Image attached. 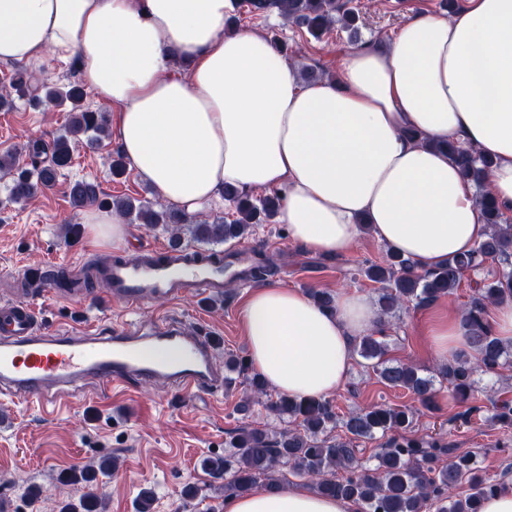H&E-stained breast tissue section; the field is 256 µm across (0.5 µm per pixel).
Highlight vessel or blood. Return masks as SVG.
Returning a JSON list of instances; mask_svg holds the SVG:
<instances>
[{
  "instance_id": "b4317fda",
  "label": "vessel or blood",
  "mask_w": 512,
  "mask_h": 512,
  "mask_svg": "<svg viewBox=\"0 0 512 512\" xmlns=\"http://www.w3.org/2000/svg\"><path fill=\"white\" fill-rule=\"evenodd\" d=\"M235 269L206 260L198 250L151 248L106 269L108 295L129 304L179 299L190 288L206 298L224 293ZM211 331L165 322L150 332L119 322L107 328L71 325L48 331L28 302L0 306V395L21 396L44 412L57 411L72 388L96 392L129 388L139 379L163 382L178 394L223 393L224 371L215 361Z\"/></svg>"
}]
</instances>
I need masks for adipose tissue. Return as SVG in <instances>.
Listing matches in <instances>:
<instances>
[{
	"mask_svg": "<svg viewBox=\"0 0 512 512\" xmlns=\"http://www.w3.org/2000/svg\"><path fill=\"white\" fill-rule=\"evenodd\" d=\"M235 0H0V61L74 52L81 82L117 106L129 168L167 205L195 213L225 185L282 193L279 219L316 254L344 253L366 219L375 237L431 269L488 228L475 189L422 137L493 156L486 184L512 208V0L418 12L386 44L347 53L335 78L302 82L260 31L225 34ZM189 68L174 73L175 61ZM252 369L280 394L326 398L376 328L367 296L254 288L242 310ZM224 512H363L303 486L231 495Z\"/></svg>",
	"mask_w": 512,
	"mask_h": 512,
	"instance_id": "ef3b65f1",
	"label": "adipose tissue"
}]
</instances>
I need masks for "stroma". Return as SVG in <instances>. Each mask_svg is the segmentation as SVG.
I'll return each instance as SVG.
<instances>
[{
  "label": "stroma",
  "mask_w": 512,
  "mask_h": 512,
  "mask_svg": "<svg viewBox=\"0 0 512 512\" xmlns=\"http://www.w3.org/2000/svg\"><path fill=\"white\" fill-rule=\"evenodd\" d=\"M440 4L441 0H349V7L359 15L354 42L348 31L338 28L314 39L274 14L255 18L242 10L237 17L239 28L264 32L291 47L303 46L301 67L327 78L335 74L345 53L382 43L407 17L420 10L439 12ZM67 122L66 108L44 112L16 100L13 107L0 110V154L35 136L52 141L63 133ZM118 148L113 137L99 144L81 140L57 185L24 205H5L6 183L0 179V299L26 298L32 302L40 326L47 329L83 322L107 325L118 318L154 327L173 318L185 328L202 325L215 332L221 340L218 362L247 355L241 307L249 288L235 280L225 282L220 301L188 292L175 301L154 299L134 308L104 301L97 284L76 293L56 285L20 292L18 278L29 267L69 276L88 263L105 264L118 255L131 257L143 245L168 246V236L162 230L129 223L124 247L113 248L111 239L96 237L83 224V211L72 208L65 196L69 182L95 179L109 197L155 199L152 186L135 175L112 178L109 162ZM258 245L273 261L268 284L331 292L344 288L373 300L378 297L377 283L367 280L362 271L381 262L387 248L370 231H363L354 249L343 254L305 251L291 241L287 225L279 222L258 225L248 239L223 243L222 248L248 254ZM470 295L469 285L464 284L452 297L389 316V358L435 370L439 361L431 351L428 331L440 314L460 315ZM475 380L469 404L459 403L444 383L439 387L438 407L430 411L410 392L383 385L358 358L331 402L341 415L376 402L408 408L413 413L414 433L443 438L458 453L473 455L487 478L512 483V447L501 446L504 439L512 437V428L490 418L494 403L512 402V363L492 373L477 372ZM246 395L245 385L238 382L220 401L203 395L180 399L159 382L140 380L112 399L96 393L76 395L54 415L21 398L4 399L0 404L11 417L0 424V512H60L65 503L78 502L90 492L101 498L105 512H136V497L146 486L155 490V512H224V494L211 489L202 461L223 454L225 442L238 428L261 429L271 423L272 415L263 405H253L245 414L239 412ZM103 456L117 460L111 476L99 478L91 486L65 481L68 471L97 463ZM31 485L42 490L33 504L26 495ZM189 486L199 491L195 499L183 496Z\"/></svg>",
  "instance_id": "stroma-1"
}]
</instances>
